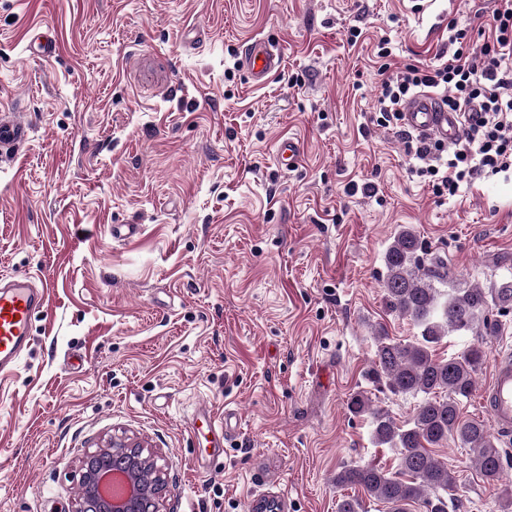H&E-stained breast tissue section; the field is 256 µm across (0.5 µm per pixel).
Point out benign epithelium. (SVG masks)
Here are the masks:
<instances>
[{
	"instance_id": "obj_1",
	"label": "benign epithelium",
	"mask_w": 512,
	"mask_h": 512,
	"mask_svg": "<svg viewBox=\"0 0 512 512\" xmlns=\"http://www.w3.org/2000/svg\"><path fill=\"white\" fill-rule=\"evenodd\" d=\"M158 449L109 436L79 459V491L69 512H163L170 472Z\"/></svg>"
}]
</instances>
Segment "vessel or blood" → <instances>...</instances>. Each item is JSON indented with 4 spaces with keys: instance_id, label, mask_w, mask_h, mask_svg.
<instances>
[{
    "instance_id": "b4317fda",
    "label": "vessel or blood",
    "mask_w": 512,
    "mask_h": 512,
    "mask_svg": "<svg viewBox=\"0 0 512 512\" xmlns=\"http://www.w3.org/2000/svg\"><path fill=\"white\" fill-rule=\"evenodd\" d=\"M281 52L266 40L252 42L246 49L243 64L251 80L260 84L280 69ZM463 118L461 113L448 111L438 98L428 92L410 97L401 112V124L409 132L427 140L446 145L457 138ZM31 135L28 123L15 117L0 116V158L25 145ZM52 284L49 280H34L28 275H16L8 283H0V372L12 369L32 340V320L36 313L50 305ZM483 406L490 414L496 430L504 437L512 436V353L498 355L492 366V377L481 393ZM198 419L206 422L213 435L214 447H223L234 432L236 414L225 410L223 419H215L209 407L196 408Z\"/></svg>"
}]
</instances>
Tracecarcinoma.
Instances as JSON below:
<instances>
[{
	"label": "carcinoma",
	"instance_id": "cac0c4a2",
	"mask_svg": "<svg viewBox=\"0 0 512 512\" xmlns=\"http://www.w3.org/2000/svg\"><path fill=\"white\" fill-rule=\"evenodd\" d=\"M382 288L388 309L412 320L420 329L415 342L397 341L384 334L375 337L373 376L395 396L419 399L410 423L396 425L384 410L363 394L349 398L348 410L371 419L377 444L397 450V469L388 472L373 465H343L336 472L339 487H359L371 500L387 505L389 512H409L419 504L424 512H448L456 496V479L431 447L452 440L472 452L479 473L490 484L502 478L503 464L487 425L466 420L460 400L476 385L485 351L471 346L457 356L440 359L438 346L451 332L473 334L485 341L497 333L488 316L489 303L512 307V282L485 292L479 287H445L453 275L447 265L423 256L414 230L405 227L394 237L384 256Z\"/></svg>",
	"mask_w": 512,
	"mask_h": 512
}]
</instances>
